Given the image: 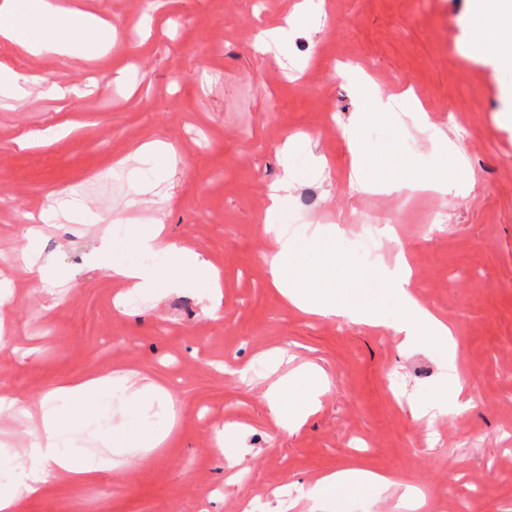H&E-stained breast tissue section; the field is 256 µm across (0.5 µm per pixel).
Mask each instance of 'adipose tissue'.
I'll list each match as a JSON object with an SVG mask.
<instances>
[{
	"mask_svg": "<svg viewBox=\"0 0 512 512\" xmlns=\"http://www.w3.org/2000/svg\"><path fill=\"white\" fill-rule=\"evenodd\" d=\"M466 21L472 49L492 58L501 70L512 72V0H468ZM113 37L111 24L55 5L53 0H0V39L34 55L45 51L62 56L96 54L109 49ZM389 121L388 105L379 98L373 110L357 116L350 130L348 148L353 170L365 187L387 194L405 189L442 194L466 191L453 145L445 138H435V145L444 154L439 166L417 168L400 163L403 151L397 139H375L368 134L369 127ZM305 143V138L296 136L284 143L283 176L273 185L266 209L265 229L274 233L278 244L269 263L273 286L304 313L392 329L400 335L404 349L425 345L450 370L430 391L428 404L441 413H465L473 407L474 397L452 371V333L443 319L410 294L402 259L367 270L352 257L338 225L310 223L291 232L275 224V216L302 180L297 160ZM162 231L159 224L139 225L130 250L114 236L103 235L95 262L130 295L148 298L164 284L202 289L208 301L207 313H215L221 299L216 270L201 253L165 242ZM260 361L279 374L265 392L277 425L286 432L297 430L319 408L328 390L324 373L316 365L305 364L280 374L285 354L278 348L262 353ZM116 399L130 412L129 435L138 447L150 452L167 441L175 422L174 400L148 377L133 371L104 372L65 381L40 399V419L29 430V448L21 453L0 448V512H15L18 494L40 496L49 479L78 483L91 478L99 466L78 459L75 419L98 413ZM394 486L387 475L344 468L299 487L298 492L309 501V512H340L344 503L356 498L375 507Z\"/></svg>",
	"mask_w": 512,
	"mask_h": 512,
	"instance_id": "1",
	"label": "adipose tissue"
}]
</instances>
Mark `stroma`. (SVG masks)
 I'll list each match as a JSON object with an SVG mask.
<instances>
[{
  "label": "stroma",
  "mask_w": 512,
  "mask_h": 512,
  "mask_svg": "<svg viewBox=\"0 0 512 512\" xmlns=\"http://www.w3.org/2000/svg\"><path fill=\"white\" fill-rule=\"evenodd\" d=\"M59 2L101 16L115 41L95 58L0 43V64L32 78L24 100L0 102V279L9 281L0 323L18 341L0 349V396L35 399L69 378L134 369L174 395L177 421L161 448L116 454L103 436L126 427L127 410L116 402L82 420L78 446L119 466L82 485L51 480L41 496H19L15 512H269L274 490L349 467L416 486L426 512H456L462 498L469 512H512V75L464 53L466 0H324L335 28L296 33L263 55L253 42L294 0ZM351 65L383 98L413 90L458 149L467 193L405 200L352 181L342 131L370 104L340 74ZM104 77L111 87L89 91ZM51 85L58 95H46ZM61 126L65 135L50 142L30 139ZM298 132L325 170L304 176L279 223L333 210L395 216L409 291L454 329L456 367L476 400L465 414L417 419L391 398L387 377L413 398L445 376L425 346L403 350L392 330L303 314L272 286L267 189L283 174L285 138ZM152 140L166 142L177 164L141 204L133 152ZM67 201L84 205L82 218L63 211ZM435 207L446 214L437 237L423 229ZM43 210L53 217L42 225L40 262L78 274L35 288L19 236L28 214ZM155 222L218 269V317L204 312L200 292L166 286L116 311L117 288L91 252L105 230L129 238ZM273 347L293 357L282 372L311 362L329 381L291 434L276 426L271 380L255 363ZM227 421L245 425L249 449L233 470L210 446Z\"/></svg>",
  "instance_id": "obj_1"
}]
</instances>
